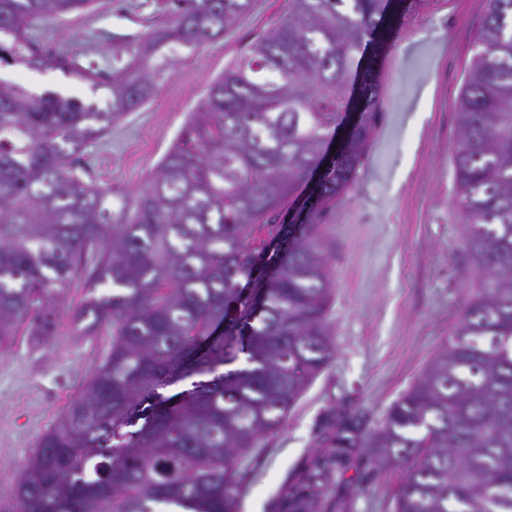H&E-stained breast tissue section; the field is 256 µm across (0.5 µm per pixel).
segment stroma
I'll return each instance as SVG.
<instances>
[{
    "mask_svg": "<svg viewBox=\"0 0 512 512\" xmlns=\"http://www.w3.org/2000/svg\"><path fill=\"white\" fill-rule=\"evenodd\" d=\"M161 2L102 0L87 14L41 21L34 41L108 73L114 48L162 21ZM486 10L487 0H423L379 60L383 105L365 160L344 197L319 218L335 281L327 320L336 353L281 427L240 459L238 512H280L282 486L319 453L337 412L353 413L362 431L376 429L457 324L480 273L463 244L457 204L456 103ZM287 13L288 0H252L222 36L177 52L154 99L80 155L94 183L141 188L209 83ZM0 78L36 94L95 98L88 83L56 69L2 62ZM83 296L75 288L60 302L51 335L0 347V503L12 502L40 436L82 396L109 351L110 336H79L70 323ZM402 478L378 468L367 449H351L316 512H393Z\"/></svg>",
    "mask_w": 512,
    "mask_h": 512,
    "instance_id": "35a3bbf8",
    "label": "stroma"
}]
</instances>
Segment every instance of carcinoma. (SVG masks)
<instances>
[{
    "mask_svg": "<svg viewBox=\"0 0 512 512\" xmlns=\"http://www.w3.org/2000/svg\"><path fill=\"white\" fill-rule=\"evenodd\" d=\"M97 2L0 0L1 62L56 67L106 91L85 102L0 80V345L24 327L50 335L73 288L85 291L77 334L112 336L0 512H237L238 459L335 355L317 220L352 185L381 108L362 48L387 42L421 0H401L396 14L387 0H288L132 194L97 186L79 155L153 98L170 56L223 35L251 0H166L170 19L116 50L110 76L68 53L35 54L36 22ZM474 44L454 165L478 285L378 429L365 436L336 415L324 450L282 489L283 512H315L348 448L404 472L394 512H512V0H488ZM356 86L360 126L305 217L266 251ZM241 354L250 367L220 371Z\"/></svg>",
    "mask_w": 512,
    "mask_h": 512,
    "instance_id": "cac0c4a2",
    "label": "carcinoma"
}]
</instances>
